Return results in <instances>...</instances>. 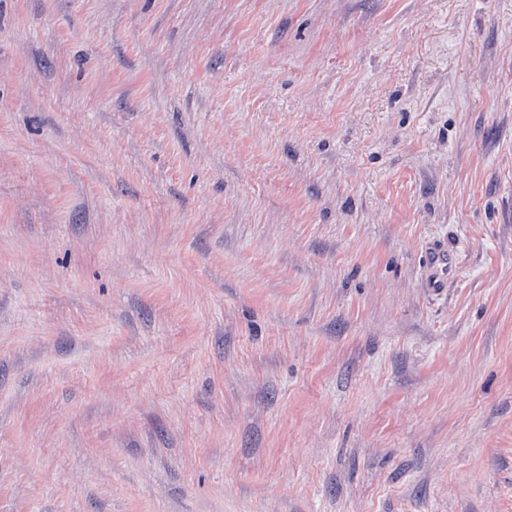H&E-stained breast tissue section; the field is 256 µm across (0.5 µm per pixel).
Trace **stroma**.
<instances>
[{"mask_svg": "<svg viewBox=\"0 0 512 512\" xmlns=\"http://www.w3.org/2000/svg\"><path fill=\"white\" fill-rule=\"evenodd\" d=\"M0 512H512V0H0ZM430 250L431 285L433 291H442L455 271V262L448 250L441 245H433Z\"/></svg>", "mask_w": 512, "mask_h": 512, "instance_id": "stroma-1", "label": "stroma"}]
</instances>
